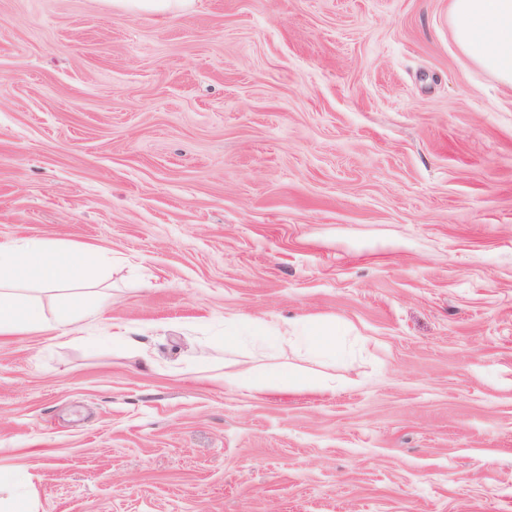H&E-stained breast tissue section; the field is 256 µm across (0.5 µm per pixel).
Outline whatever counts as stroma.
I'll list each match as a JSON object with an SVG mask.
<instances>
[{"label":"stroma","mask_w":512,"mask_h":512,"mask_svg":"<svg viewBox=\"0 0 512 512\" xmlns=\"http://www.w3.org/2000/svg\"><path fill=\"white\" fill-rule=\"evenodd\" d=\"M448 4L0 0V239L112 295L0 335L36 512H512V89ZM191 0H113L112 5L131 11L173 12L187 8ZM285 345H296L306 351L336 358V323L305 319L275 329Z\"/></svg>","instance_id":"1"}]
</instances>
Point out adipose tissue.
<instances>
[{"label": "adipose tissue", "instance_id": "adipose-tissue-1", "mask_svg": "<svg viewBox=\"0 0 512 512\" xmlns=\"http://www.w3.org/2000/svg\"><path fill=\"white\" fill-rule=\"evenodd\" d=\"M449 19L461 53L512 88V0H449ZM108 257L98 247L27 237L0 240V335L74 331L87 313L85 290L100 278ZM60 292L47 317L43 295ZM279 339L306 351L336 354V325L305 319L277 330Z\"/></svg>", "mask_w": 512, "mask_h": 512}]
</instances>
